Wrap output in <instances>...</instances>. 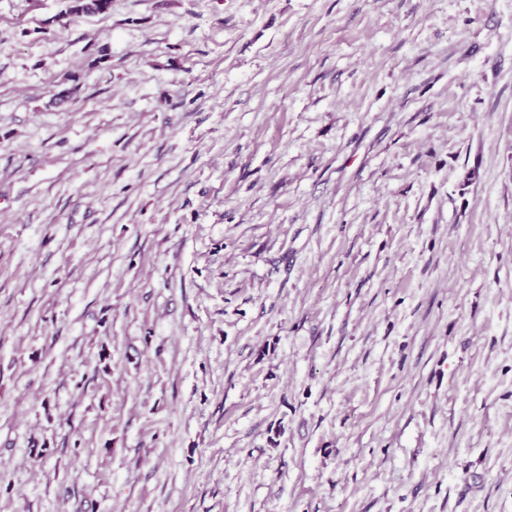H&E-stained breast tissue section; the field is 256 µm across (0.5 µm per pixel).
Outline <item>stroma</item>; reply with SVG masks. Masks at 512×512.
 I'll use <instances>...</instances> for the list:
<instances>
[{"label": "stroma", "instance_id": "1", "mask_svg": "<svg viewBox=\"0 0 512 512\" xmlns=\"http://www.w3.org/2000/svg\"><path fill=\"white\" fill-rule=\"evenodd\" d=\"M68 4L0 0V512H512V0ZM112 0H70V5L65 15L60 17H82L98 15L108 12L111 9Z\"/></svg>", "mask_w": 512, "mask_h": 512}]
</instances>
